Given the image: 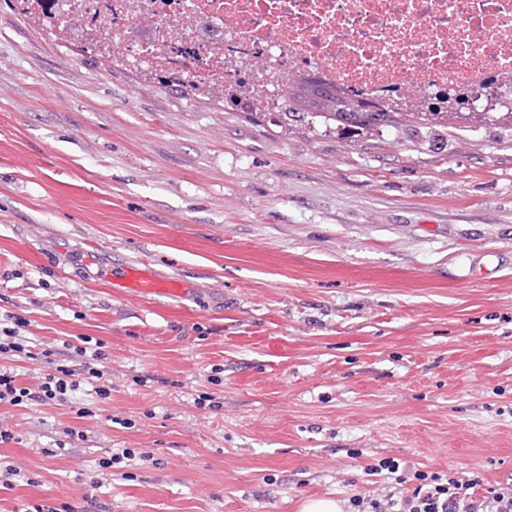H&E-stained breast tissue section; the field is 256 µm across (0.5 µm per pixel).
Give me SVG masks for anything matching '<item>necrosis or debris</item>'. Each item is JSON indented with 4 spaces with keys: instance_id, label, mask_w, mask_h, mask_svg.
I'll list each match as a JSON object with an SVG mask.
<instances>
[{
    "instance_id": "obj_1",
    "label": "necrosis or debris",
    "mask_w": 512,
    "mask_h": 512,
    "mask_svg": "<svg viewBox=\"0 0 512 512\" xmlns=\"http://www.w3.org/2000/svg\"><path fill=\"white\" fill-rule=\"evenodd\" d=\"M35 17L167 78L202 57L209 86L231 71L255 97L298 76L384 105L512 94V0H44Z\"/></svg>"
}]
</instances>
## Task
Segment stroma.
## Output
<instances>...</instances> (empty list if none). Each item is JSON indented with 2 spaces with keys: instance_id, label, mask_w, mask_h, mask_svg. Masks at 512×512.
Instances as JSON below:
<instances>
[{
  "instance_id": "35a3bbf8",
  "label": "stroma",
  "mask_w": 512,
  "mask_h": 512,
  "mask_svg": "<svg viewBox=\"0 0 512 512\" xmlns=\"http://www.w3.org/2000/svg\"><path fill=\"white\" fill-rule=\"evenodd\" d=\"M115 262L189 292L115 294ZM9 312L22 383L87 336L112 394L0 408V512H299L386 486L387 457L511 485L512 129L287 135L0 0ZM4 325L10 324V326H5L2 328V316L0 317V356L2 354H9L8 356H17L19 358H32V352L27 349L30 347L29 345L24 344L23 342H28L23 340L21 337V332L26 331L28 327V322L25 318L20 315L6 313L3 315ZM25 338V337H24Z\"/></svg>"
}]
</instances>
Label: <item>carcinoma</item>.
<instances>
[{"instance_id": "1", "label": "carcinoma", "mask_w": 512, "mask_h": 512, "mask_svg": "<svg viewBox=\"0 0 512 512\" xmlns=\"http://www.w3.org/2000/svg\"><path fill=\"white\" fill-rule=\"evenodd\" d=\"M288 102L286 112H259L257 116L290 133L301 127L315 129L314 122L325 127L337 124L356 132L394 128L401 134L416 132L424 136L437 127L448 128L458 122L468 124H499L512 127V112H436L401 111L390 106L372 104L331 86H320L303 77L288 79L282 89Z\"/></svg>"}]
</instances>
